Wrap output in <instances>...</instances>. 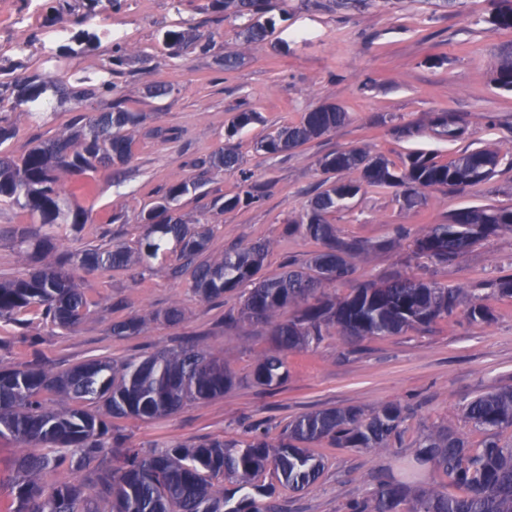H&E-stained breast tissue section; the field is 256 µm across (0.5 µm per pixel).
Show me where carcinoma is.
I'll return each mask as SVG.
<instances>
[{
  "instance_id": "obj_1",
  "label": "carcinoma",
  "mask_w": 512,
  "mask_h": 512,
  "mask_svg": "<svg viewBox=\"0 0 512 512\" xmlns=\"http://www.w3.org/2000/svg\"><path fill=\"white\" fill-rule=\"evenodd\" d=\"M270 0H209L207 8L243 20L241 35L247 43H260L274 28L267 16ZM492 29H512V0H497L487 20ZM173 53L187 50L207 53L211 40L198 27L177 22L164 34ZM130 57L115 45L108 77L96 84L69 85L57 78L41 81L22 73L13 78L14 104L31 108L51 91L60 99L81 104L108 98V104L80 113L58 136L34 143L20 157L0 150V203L27 213L29 224L16 230V243L27 261V273L0 279V319L16 320L38 312L52 325L71 329L89 312L73 269L109 270L116 267L147 268L168 255V244L179 250L183 264L178 273L190 274L192 286L206 302L250 285L241 303V316L268 327L272 349L260 357L251 373L254 384L278 387L288 377L286 356L321 342L335 329L344 336L363 339L394 336L427 326L452 314L460 304L461 288L441 287L408 276H393L379 283H363L348 295L336 297L326 288L347 278L349 259L363 250L356 239L336 237L328 216L341 202L365 188L399 186L402 201L416 207L424 192L455 189L488 181L502 163L498 151L477 148L446 161L421 149L405 154L395 166L365 148L336 151L321 157L319 167L339 178L310 198L303 215L288 225L320 245L301 269L288 268L279 276L259 279L268 248L262 243L207 256L209 230L192 225L176 213L175 203L201 187L194 180H176L151 207L140 214L142 238L136 250L122 246L90 248L76 253L59 251L58 229L77 231L88 223V213L72 203L76 194L91 195L89 182H76L101 165L121 167L132 158L141 114L119 97L110 98L117 84L111 75L122 73ZM493 83L512 91V53L504 54ZM348 112L337 105L317 106L295 124L266 135L257 148L269 155H283L345 123ZM257 113L237 112L227 135L253 124ZM431 128L450 141L463 133L462 120L448 112L432 116ZM215 170L235 169L239 156L221 149L208 161ZM243 190L224 199L222 211L249 206L262 197V186L246 175ZM512 231V209L493 205L462 207L444 224H433L413 239L412 253L438 264L463 257L482 238ZM297 314L283 318L285 311ZM490 309L473 297L466 310L472 322H484ZM145 318L131 316L112 325L115 336L141 333ZM235 383L224 357L184 348L156 353L137 361L114 364L91 360L52 373L36 365L0 370V438L20 445L14 459V499L4 512H284L275 498V487L257 485L255 479L271 470L293 490L313 485L324 464L306 445L328 440L342 448H382L395 437L405 420L404 408L389 402L370 416L355 408H329L290 421L277 445L263 434L240 442L202 441L191 448H157L144 453L126 446L119 419L144 422L163 420L188 401L224 396ZM464 419L484 431L478 448L451 427L422 438L406 463L408 477L430 464L460 496L439 490L422 492L407 501L410 482L375 477L376 487L366 499L347 502L348 512H512V448L496 440L498 431L512 428V387L479 395L463 410ZM83 477L70 483L49 482L63 465ZM235 484L232 492L219 494L214 484L222 479Z\"/></svg>"
}]
</instances>
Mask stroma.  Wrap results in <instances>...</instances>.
<instances>
[{
	"label": "stroma",
	"mask_w": 512,
	"mask_h": 512,
	"mask_svg": "<svg viewBox=\"0 0 512 512\" xmlns=\"http://www.w3.org/2000/svg\"><path fill=\"white\" fill-rule=\"evenodd\" d=\"M206 5L207 0H119L109 9L112 36L92 41L76 55L57 45L49 59L20 56L19 43L36 41L31 28L17 40L0 43L4 84L11 82L18 64L45 79L54 78L60 64L71 81L101 80L117 38L136 58L115 78L128 106L144 116L133 157L122 169L86 173L95 192L77 202L90 220L80 231H62L61 251L115 245L136 249L143 233L141 210L170 182L195 177L199 165L225 146L238 153L241 169L208 172L200 189L180 199L178 212L189 222L208 225L211 256L267 243L265 276L304 262L316 249L287 226L325 180L318 160L326 153L365 146L395 164L413 149L432 152L441 161L483 146L512 156V93L492 81L504 49L512 47V29L488 30L493 0H455L448 7L435 0H370L357 8L337 7L336 0H271L276 29L251 45L238 38L236 21L211 13ZM180 20L212 35L213 53L170 54L163 34ZM227 51L245 56L230 72L215 63L216 55ZM155 82L169 86L170 94L151 98L146 88ZM324 103L342 106L348 121L285 156L257 151V142L268 133ZM243 108L258 112V122L226 137L231 116ZM442 111L462 117L465 132L457 140L432 131L429 119ZM77 113L73 103L56 99L38 115L25 106L1 103L0 119L16 135L0 148L21 155L32 141L59 135ZM400 127L413 128L414 136L397 137ZM245 171L267 184L265 196L240 209L213 210L214 199L240 192ZM399 194L395 187L369 188L329 215L338 236L366 244L351 260V280L337 283L334 293L343 296L355 283L401 273L468 291L485 289L489 321L469 322L460 307L427 327L396 336L352 340L333 332L307 351L288 354L287 381L267 390L251 381L257 359L270 348L265 328L242 321L224 324L226 316L237 313L240 292L217 303L203 302L188 276L173 275L179 260L171 254L139 273L78 272L89 312L74 330L55 328L33 313L23 328L0 320V370L38 364L61 371L88 360L121 363L182 346L223 353L237 378L224 397L188 403L157 422L120 421L128 445L145 451L214 438L241 440L257 430L275 442L290 420L307 412L352 406L368 414L382 404L400 403L405 421L390 447L318 443L313 451L324 462L319 480L300 492L277 488L287 512H346L347 501L365 496L375 475L398 473L400 458L412 455L419 440L441 426L453 425L472 446H480L484 436L463 418V405L512 384V298L487 291L496 277L512 271V231L477 241L448 266L411 253L413 239L429 225L444 223L455 209L488 204L512 209V168L501 166L490 180L460 191H427L412 209L402 205ZM114 212L122 213L123 221L108 223ZM25 221L18 208L0 204V278L27 270L12 237L13 227ZM174 305L184 313L179 324L153 320V313ZM133 315L150 318L141 334L113 335V322Z\"/></svg>",
	"instance_id": "35a3bbf8"
}]
</instances>
